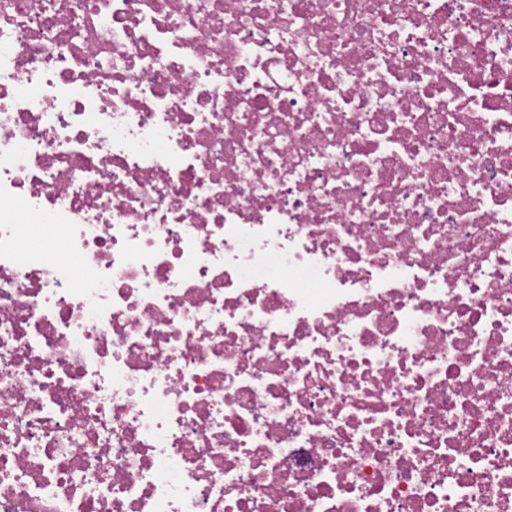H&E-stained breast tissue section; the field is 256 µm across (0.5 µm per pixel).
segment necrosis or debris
Returning a JSON list of instances; mask_svg holds the SVG:
<instances>
[{
    "label": "necrosis or debris",
    "mask_w": 512,
    "mask_h": 512,
    "mask_svg": "<svg viewBox=\"0 0 512 512\" xmlns=\"http://www.w3.org/2000/svg\"><path fill=\"white\" fill-rule=\"evenodd\" d=\"M0 512H512V0H0Z\"/></svg>",
    "instance_id": "obj_1"
}]
</instances>
